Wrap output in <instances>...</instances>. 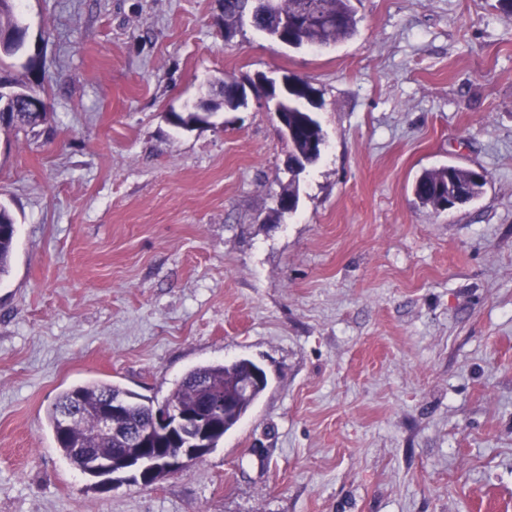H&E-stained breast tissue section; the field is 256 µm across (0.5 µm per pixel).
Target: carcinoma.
Segmentation results:
<instances>
[{"instance_id":"carcinoma-1","label":"carcinoma","mask_w":512,"mask_h":512,"mask_svg":"<svg viewBox=\"0 0 512 512\" xmlns=\"http://www.w3.org/2000/svg\"><path fill=\"white\" fill-rule=\"evenodd\" d=\"M259 0H222L221 22L224 30L240 25L247 14L253 15V28L275 37L282 19L303 18L310 12L317 14L315 21L299 26L294 31L295 47H327L352 37L357 30L358 20L354 0H275L268 11L257 8ZM17 0H0V102L7 99L21 104L28 98L45 99L42 92L35 90L41 85L42 77L34 73L36 63L28 57L24 72L15 74L8 61L20 59L28 52L29 41L25 37L27 27L22 25L16 13ZM312 86L305 80L289 88L279 103V110L288 113L298 130L291 153L304 154L308 145L323 134L317 117L305 106L304 100ZM48 103L44 102L38 111L22 108L10 114L8 123L0 133L10 134L25 128H34L47 116ZM479 173L474 169L452 165L424 171L414 183L416 200L425 207L443 210L445 202L461 205L480 196L484 185L477 181ZM17 233L15 218L10 210L0 205V280L10 273L14 242ZM260 370L258 363L242 358L229 362L210 363L188 371L176 385L171 399L186 412H197L203 405L206 385L219 395H227L234 401L227 411L220 427L208 436V446L216 448L224 435L234 429L268 386L267 375L263 374L252 383L251 389L242 387L253 372ZM124 398L130 403V410L118 430L110 435L97 429L98 409L109 398ZM77 405L80 417L68 426H63L59 413L67 405ZM154 404L143 401L137 394L124 390L112 383L88 380L60 392L47 411L48 427L63 456L80 472H85L82 455L76 446L97 448L99 452L118 461L134 455V449L127 439L131 432L146 431L152 426Z\"/></svg>"}]
</instances>
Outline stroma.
I'll use <instances>...</instances> for the list:
<instances>
[{"label": "stroma", "instance_id": "stroma-1", "mask_svg": "<svg viewBox=\"0 0 512 512\" xmlns=\"http://www.w3.org/2000/svg\"><path fill=\"white\" fill-rule=\"evenodd\" d=\"M359 0L292 48L220 0H22L41 125L0 136L18 233L0 280V512H512V15ZM307 80L326 145L280 213L289 147L258 102L188 128L224 79ZM482 195L435 212L443 165ZM247 357L269 384L203 461L102 493L56 447V395L163 402ZM481 177L476 169L452 165L425 170L414 183L416 200L425 207L436 211L445 210L443 202L458 205L470 202L480 196L486 183H479ZM455 202V203H454Z\"/></svg>", "mask_w": 512, "mask_h": 512}]
</instances>
